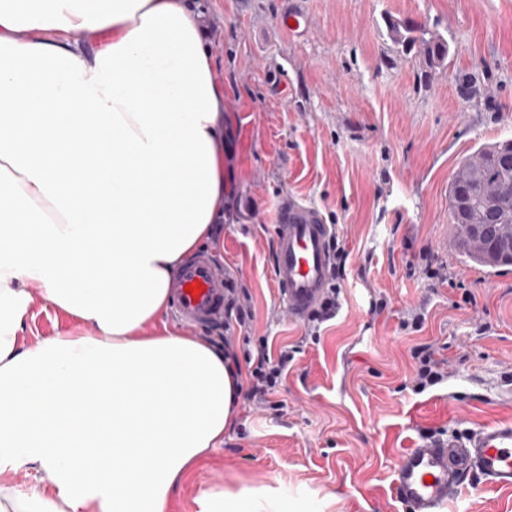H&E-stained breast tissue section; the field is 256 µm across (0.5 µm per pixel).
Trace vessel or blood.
<instances>
[{"mask_svg":"<svg viewBox=\"0 0 512 512\" xmlns=\"http://www.w3.org/2000/svg\"><path fill=\"white\" fill-rule=\"evenodd\" d=\"M333 234L317 208L294 199L281 204L273 275L293 320L305 319L330 287ZM171 295L177 319L204 326L223 319L229 279L201 251L182 265ZM472 474L485 486L512 489V421L482 424L465 437L426 439L406 449L394 468L391 494L407 512H443L462 496L464 480Z\"/></svg>","mask_w":512,"mask_h":512,"instance_id":"1","label":"vessel or blood"}]
</instances>
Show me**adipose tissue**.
<instances>
[{"label": "adipose tissue", "mask_w": 512, "mask_h": 512, "mask_svg": "<svg viewBox=\"0 0 512 512\" xmlns=\"http://www.w3.org/2000/svg\"><path fill=\"white\" fill-rule=\"evenodd\" d=\"M188 0H0V512H169L239 378L170 327V284L223 260L224 91ZM97 34L86 49L79 34ZM47 303L85 331L25 347Z\"/></svg>", "instance_id": "adipose-tissue-1"}]
</instances>
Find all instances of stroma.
<instances>
[{"label":"stroma","instance_id":"obj_1","mask_svg":"<svg viewBox=\"0 0 512 512\" xmlns=\"http://www.w3.org/2000/svg\"><path fill=\"white\" fill-rule=\"evenodd\" d=\"M224 89L222 266L251 295L252 321L184 333L301 343L279 388L280 420L237 409L224 441L172 494L199 512L222 490L263 492L286 512H402L390 491L403 449L512 419V266L497 271L454 245L448 183L479 146L512 139V0H197ZM301 13L302 33L283 26ZM428 24L449 44L445 67L387 35V18ZM473 72L488 96L465 97L451 72ZM320 210L350 253L340 309L309 338L273 279L278 207ZM450 282L429 278L427 256ZM384 300L380 315L372 301ZM421 312V331L402 324ZM78 326L33 306L22 345ZM433 345L448 375L408 386L414 347ZM448 512H512V492L466 490Z\"/></svg>","mask_w":512,"mask_h":512}]
</instances>
